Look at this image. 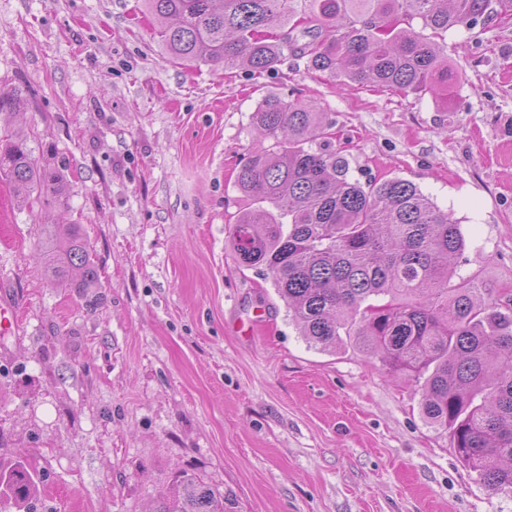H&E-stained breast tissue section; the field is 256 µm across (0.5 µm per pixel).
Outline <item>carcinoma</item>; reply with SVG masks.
<instances>
[{
    "instance_id": "carcinoma-1",
    "label": "carcinoma",
    "mask_w": 512,
    "mask_h": 512,
    "mask_svg": "<svg viewBox=\"0 0 512 512\" xmlns=\"http://www.w3.org/2000/svg\"><path fill=\"white\" fill-rule=\"evenodd\" d=\"M170 56L261 77L293 50L309 71L353 84L443 99L458 81L445 34L490 16L512 20V0H144ZM429 31L424 35L414 25ZM309 38L298 45L292 32ZM251 124L270 145L252 151L236 183L258 206L232 225L238 264L270 274L301 336L323 352L356 339L390 372L423 382L422 413L450 431L486 487L512 493V303L457 272L461 225L401 178L361 184L313 104L268 94ZM0 174L17 195L58 201L61 169L36 162L21 137L0 141ZM51 281L86 295L98 266L77 224L45 229ZM34 474L0 468V497L26 501ZM157 512H224V498L183 474Z\"/></svg>"
}]
</instances>
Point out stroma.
<instances>
[{"instance_id":"35a3bbf8","label":"stroma","mask_w":512,"mask_h":512,"mask_svg":"<svg viewBox=\"0 0 512 512\" xmlns=\"http://www.w3.org/2000/svg\"><path fill=\"white\" fill-rule=\"evenodd\" d=\"M447 100L344 88L285 54L259 79L168 56L142 0H0V138L64 169L63 203L0 176V465L33 498L0 512H154L182 473L224 512H512L429 425L416 382L348 343L300 336L271 278L229 238L268 93L314 102L352 179L398 176L452 212L460 274L512 291V24L449 31ZM81 224L94 304L45 276L43 229ZM251 333H237L239 321ZM18 305L9 299L0 300V335L15 336L19 331Z\"/></svg>"}]
</instances>
